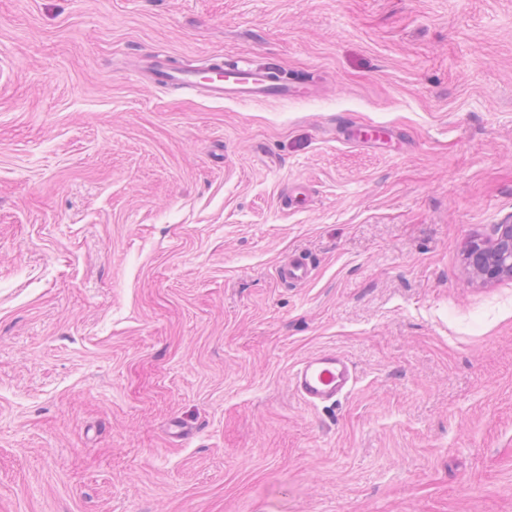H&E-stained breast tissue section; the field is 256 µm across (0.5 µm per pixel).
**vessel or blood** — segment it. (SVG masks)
Returning a JSON list of instances; mask_svg holds the SVG:
<instances>
[{
    "label": "vessel or blood",
    "mask_w": 512,
    "mask_h": 512,
    "mask_svg": "<svg viewBox=\"0 0 512 512\" xmlns=\"http://www.w3.org/2000/svg\"><path fill=\"white\" fill-rule=\"evenodd\" d=\"M141 76L150 84L172 91H191L209 100L230 103H279L309 97L306 83L291 80L278 64L256 66L249 62L225 64L215 57L201 69L170 62L163 53L143 58ZM275 275L284 285H303L312 266L300 255L282 253ZM356 374L349 358L334 350L316 351L303 357L290 374L292 390L313 407L333 405L351 394Z\"/></svg>",
    "instance_id": "1"
}]
</instances>
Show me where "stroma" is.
Instances as JSON below:
<instances>
[{"mask_svg":"<svg viewBox=\"0 0 512 512\" xmlns=\"http://www.w3.org/2000/svg\"><path fill=\"white\" fill-rule=\"evenodd\" d=\"M511 217L512 0H0V512H512V278L465 259ZM138 69L150 84L172 91H192L217 102L279 103L312 94L305 82L291 80L274 62L263 66L249 62L225 65L221 57H214L204 68L189 69L157 52L143 58ZM312 266L300 254L283 252L275 265V275L284 285H304L312 276ZM355 383L352 363L336 350L306 355L290 374L291 389L312 407L340 402L351 394Z\"/></svg>","mask_w":512,"mask_h":512,"instance_id":"obj_1","label":"stroma"}]
</instances>
